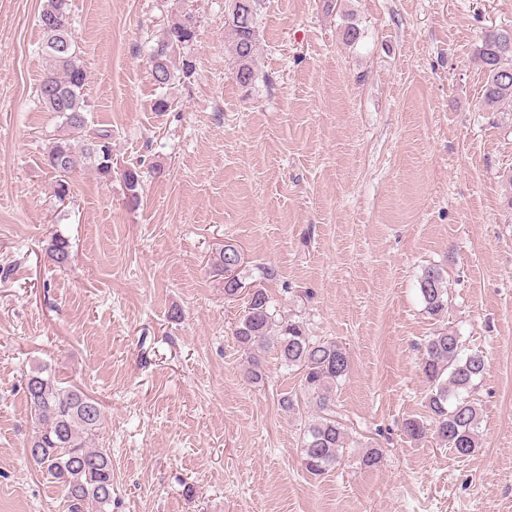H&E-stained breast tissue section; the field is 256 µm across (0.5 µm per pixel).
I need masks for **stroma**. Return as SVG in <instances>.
Wrapping results in <instances>:
<instances>
[{"instance_id": "1", "label": "stroma", "mask_w": 512, "mask_h": 512, "mask_svg": "<svg viewBox=\"0 0 512 512\" xmlns=\"http://www.w3.org/2000/svg\"><path fill=\"white\" fill-rule=\"evenodd\" d=\"M44 2L0 0V512H69L26 454L25 379L45 364L101 405L112 512H512V116L484 108L475 62L512 0H266L249 88L226 0H70L88 124L111 132L116 172L79 163L63 200L44 162L61 120L37 96ZM188 9L196 71L165 92L150 49ZM430 266L448 281L440 321L418 290ZM255 288L349 354L335 416L350 446L324 475L303 464L309 404L279 405L298 373L269 351L252 381L232 335ZM445 322L486 360L464 458L403 433L425 414L418 347Z\"/></svg>"}]
</instances>
